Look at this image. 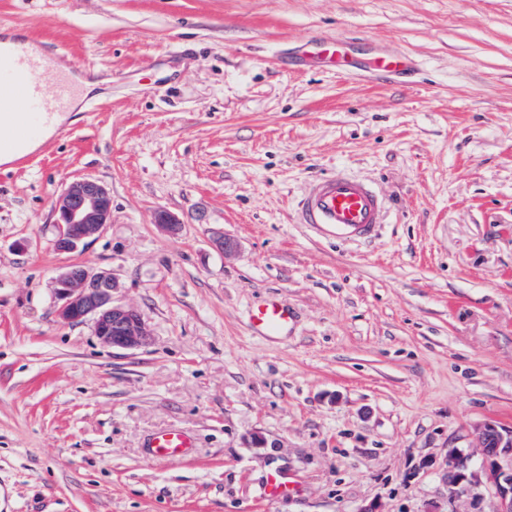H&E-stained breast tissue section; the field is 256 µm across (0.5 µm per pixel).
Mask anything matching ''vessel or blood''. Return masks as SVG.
I'll list each match as a JSON object with an SVG mask.
<instances>
[{"mask_svg": "<svg viewBox=\"0 0 512 512\" xmlns=\"http://www.w3.org/2000/svg\"><path fill=\"white\" fill-rule=\"evenodd\" d=\"M36 40L22 36L0 37V110H20V119L0 133V146L18 144L39 137L68 110L76 88L70 71L81 70L80 62H70L61 70L50 59L38 56ZM385 203L368 182L344 172H334L312 180L301 201L297 221L309 225L321 237L336 242H356L376 236L382 223ZM253 335L277 338L288 335L296 321L287 301L270 295L249 308ZM195 446L193 435L180 427L153 433L144 455L150 459L178 460L189 457ZM297 485L281 473L268 475L263 496L273 501L295 493Z\"/></svg>", "mask_w": 512, "mask_h": 512, "instance_id": "vessel-or-blood-1", "label": "vessel or blood"}]
</instances>
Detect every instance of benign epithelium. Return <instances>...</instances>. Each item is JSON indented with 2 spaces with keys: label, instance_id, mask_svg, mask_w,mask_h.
<instances>
[{
  "label": "benign epithelium",
  "instance_id": "benign-epithelium-1",
  "mask_svg": "<svg viewBox=\"0 0 512 512\" xmlns=\"http://www.w3.org/2000/svg\"><path fill=\"white\" fill-rule=\"evenodd\" d=\"M55 214V250L76 252L111 223V191L99 180L74 179L59 193ZM155 224L169 237L179 236L183 229L180 219L165 209L156 211ZM212 245L226 256L235 254L238 249L236 240L222 234L212 239ZM117 288L109 271H91L82 265H71L56 278V316L72 325L93 319L99 340L114 349L149 347L153 337L148 324L137 309L114 303L112 294ZM473 448V452L455 447L448 449L449 495L455 498L461 491L488 485L498 498V512H512V427L492 421L484 423L475 432Z\"/></svg>",
  "mask_w": 512,
  "mask_h": 512
}]
</instances>
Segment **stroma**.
<instances>
[{"label": "stroma", "instance_id": "stroma-1", "mask_svg": "<svg viewBox=\"0 0 512 512\" xmlns=\"http://www.w3.org/2000/svg\"><path fill=\"white\" fill-rule=\"evenodd\" d=\"M1 21L99 83L0 165L6 512H497L484 486L449 498L443 462L512 425V0H0ZM323 39L345 71L305 57ZM388 55L408 72L377 74ZM337 170L388 202L371 242L294 221ZM77 177L112 219L60 253ZM73 263L110 270L150 347L56 319ZM271 294L296 322L262 339L248 310ZM170 426L194 455L146 461ZM274 470L299 492L263 500Z\"/></svg>", "mask_w": 512, "mask_h": 512}]
</instances>
